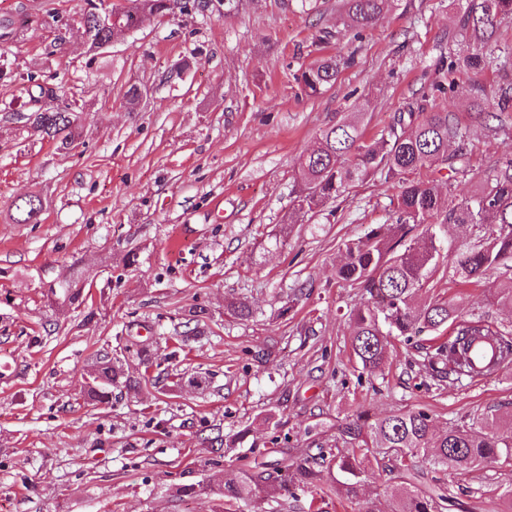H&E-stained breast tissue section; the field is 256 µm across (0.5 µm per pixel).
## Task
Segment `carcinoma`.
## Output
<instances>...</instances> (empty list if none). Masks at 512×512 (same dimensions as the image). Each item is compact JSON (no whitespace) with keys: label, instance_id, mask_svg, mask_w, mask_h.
Returning <instances> with one entry per match:
<instances>
[{"label":"carcinoma","instance_id":"carcinoma-1","mask_svg":"<svg viewBox=\"0 0 512 512\" xmlns=\"http://www.w3.org/2000/svg\"><path fill=\"white\" fill-rule=\"evenodd\" d=\"M394 0H343L345 22L363 30L392 7ZM199 10L204 5L186 0H125L117 9L116 24L98 21L96 3L88 2L81 27L87 53L95 60L102 46L124 39L139 28L141 18ZM512 17V0H465L458 27L470 35L469 52L453 58L448 70L475 71L496 59L512 67V51L494 56L499 45L492 43L501 20ZM336 56L321 59L302 71L298 80L303 90L316 96L332 86L340 72ZM474 112L471 118L495 135L512 121V87L500 88L489 99L476 82L470 84ZM29 112L20 116L27 137L47 141L60 149L76 146L84 104L60 87L40 84L25 88ZM366 113L351 121H339L322 130L316 147L298 159L302 187L296 197L297 209L320 212L346 192L350 183L377 177L399 189L395 220L372 227L344 243L343 259L336 271L338 281L369 295L366 304L352 313L354 332L351 347L362 369L374 373L388 359L389 336L407 339L425 331L453 324L448 340L427 348L423 366L434 381L474 383L495 379L512 366V329L481 314L464 315L452 300L432 297L416 303L417 296L443 267L441 229L450 224H467L472 237L448 245L451 280L462 285L487 288L493 300L512 306V157L496 162L480 189L469 197L448 193L443 198L438 182L448 178V187L470 173L472 148L467 126L455 112H400L392 124L374 140L364 138ZM457 148L448 153V145ZM430 178L417 177L421 170ZM43 211L37 196L13 204L11 219L16 224H36ZM47 297L74 304L82 298L72 279L49 285ZM122 368L108 355L97 358L87 383V396L97 403L112 399V387L120 384ZM476 423L488 428L485 434L451 427L436 434L431 416L422 409L398 410L369 422L361 414L342 430L345 448H321L307 453L289 469L270 472L260 466L241 471L235 480L222 477L209 482V491L224 498L225 512L238 503L278 502L281 492L312 489L324 473H336V495L356 506V512H385L378 497H362L367 466L384 463L395 478L413 477L409 462L421 456L437 470L451 469L467 474L479 467L512 461V427L491 426L479 414ZM394 512H448L452 499L445 489H390Z\"/></svg>","mask_w":512,"mask_h":512}]
</instances>
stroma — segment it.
Masks as SVG:
<instances>
[{"label":"stroma","mask_w":512,"mask_h":512,"mask_svg":"<svg viewBox=\"0 0 512 512\" xmlns=\"http://www.w3.org/2000/svg\"><path fill=\"white\" fill-rule=\"evenodd\" d=\"M87 2L0 0V21L27 28L6 41L15 78L0 81V512H221L213 474L342 446L361 411L424 409L439 431L483 412L512 426V367L466 385L426 377L425 350L447 329L390 337L381 373H362L350 314L367 297L338 283L336 266L344 241L391 223L396 188L368 178L320 213L294 206L297 158L325 127L362 112L370 140L422 103L467 116L469 80L441 68L465 44L456 0H395L359 34L343 26L342 0H240L147 19L94 62L80 25ZM334 54L351 65L306 96L299 75ZM31 77L81 93L76 150L27 138L17 116ZM133 85L144 96L132 109ZM468 135L473 172L440 191L472 195L512 155L511 129L491 138L473 123ZM22 195L43 199L39 223L10 220ZM65 276L78 278L84 305L47 298ZM436 295L512 324V308L486 289L445 278L421 293ZM234 297L249 319L227 315ZM193 310L205 313L199 335L170 357L166 338ZM102 351L127 377L159 383L88 403L85 377ZM243 429L236 447L214 441ZM190 484L198 493L180 495ZM416 484L447 488L453 512H512V466L458 475L424 465ZM279 503L347 510L326 481Z\"/></svg>","instance_id":"35a3bbf8"}]
</instances>
